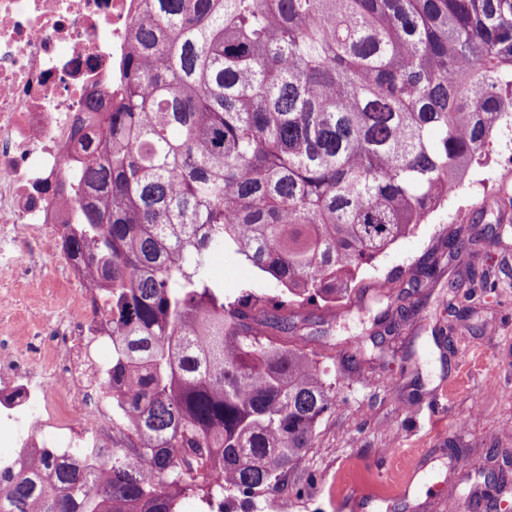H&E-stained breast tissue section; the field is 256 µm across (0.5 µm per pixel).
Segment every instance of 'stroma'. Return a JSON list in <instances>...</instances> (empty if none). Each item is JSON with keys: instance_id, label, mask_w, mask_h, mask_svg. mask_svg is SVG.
Returning a JSON list of instances; mask_svg holds the SVG:
<instances>
[{"instance_id": "35a3bbf8", "label": "stroma", "mask_w": 512, "mask_h": 512, "mask_svg": "<svg viewBox=\"0 0 512 512\" xmlns=\"http://www.w3.org/2000/svg\"><path fill=\"white\" fill-rule=\"evenodd\" d=\"M512 140L497 135L487 163L426 223L382 253L362 284L397 298L410 290L413 310L390 308V332L372 329L350 299L343 319L324 308L299 313L291 338L327 373L336 407L319 422L311 448L275 492H259L249 512H446L441 490H456L457 512H512ZM473 215L454 221L456 210ZM473 242L466 265L408 289L406 279L449 236ZM228 295L249 285L271 297L278 286L234 254L212 259ZM487 273L497 288H473L466 305L448 290L452 280ZM466 459L457 468L449 445Z\"/></svg>"}]
</instances>
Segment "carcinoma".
Returning <instances> with one entry per match:
<instances>
[{"instance_id": "1", "label": "carcinoma", "mask_w": 512, "mask_h": 512, "mask_svg": "<svg viewBox=\"0 0 512 512\" xmlns=\"http://www.w3.org/2000/svg\"><path fill=\"white\" fill-rule=\"evenodd\" d=\"M125 85L65 174L66 259L109 298L102 378L133 447L49 455L0 512H177L278 490L336 394L289 345L296 308L448 201L512 118V0H150ZM231 251L280 287L224 294Z\"/></svg>"}]
</instances>
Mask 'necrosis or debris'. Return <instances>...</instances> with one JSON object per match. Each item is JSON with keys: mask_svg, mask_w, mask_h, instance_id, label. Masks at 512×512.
Returning <instances> with one entry per match:
<instances>
[{"mask_svg": "<svg viewBox=\"0 0 512 512\" xmlns=\"http://www.w3.org/2000/svg\"><path fill=\"white\" fill-rule=\"evenodd\" d=\"M144 0H0V422L19 469L29 449L111 463L128 434L99 384L94 353L111 339L104 289L60 250L75 213L57 186L84 155L74 148L88 98L118 94L129 33Z\"/></svg>", "mask_w": 512, "mask_h": 512, "instance_id": "4bbe7bcc", "label": "necrosis or debris"}]
</instances>
